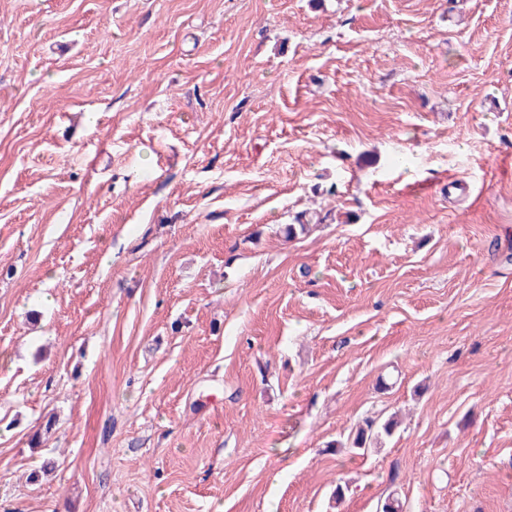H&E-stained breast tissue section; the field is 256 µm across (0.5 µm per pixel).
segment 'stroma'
I'll use <instances>...</instances> for the list:
<instances>
[{
	"label": "stroma",
	"mask_w": 512,
	"mask_h": 512,
	"mask_svg": "<svg viewBox=\"0 0 512 512\" xmlns=\"http://www.w3.org/2000/svg\"><path fill=\"white\" fill-rule=\"evenodd\" d=\"M391 494L512 512V0H0V512ZM398 426L395 416L384 420L366 419L359 424L352 435H349L345 443H338L339 447L347 448L355 455H364L370 448L382 444L384 437L393 434Z\"/></svg>",
	"instance_id": "35a3bbf8"
}]
</instances>
